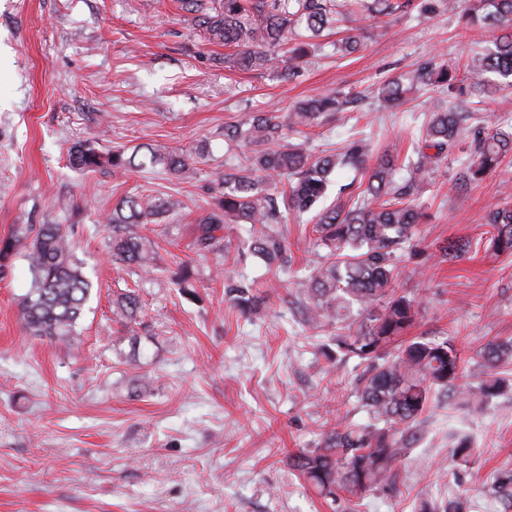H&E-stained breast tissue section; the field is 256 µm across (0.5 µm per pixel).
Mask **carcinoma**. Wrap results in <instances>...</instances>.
<instances>
[{"label":"carcinoma","mask_w":512,"mask_h":512,"mask_svg":"<svg viewBox=\"0 0 512 512\" xmlns=\"http://www.w3.org/2000/svg\"><path fill=\"white\" fill-rule=\"evenodd\" d=\"M179 9L191 15L194 26L212 44L233 49L224 65L242 71H259L285 50L288 59L307 54L310 40L344 21L346 35L336 50L353 54L362 45L360 22L377 16H404L454 11L457 0H178ZM464 17L472 26L501 31L492 47L474 55L466 65L470 82L490 87V77L512 88V0H472ZM448 66L421 65L412 76L387 81L378 97L381 107L403 105L406 94L422 86L442 90L452 85ZM346 98L325 92L299 101L284 117L251 112L242 121L224 125V140L243 151L238 171L224 174V194L203 211L195 225L194 247L203 254L220 248L230 224L249 226V249L267 264L288 269L292 256L280 225L285 214L312 213L316 218L315 244L325 250L324 261L302 283L308 301L305 321L315 327H336V346L367 362L358 397L370 423L355 428L336 422L327 426L320 443L287 456L288 465L319 496L352 512L350 503L366 494L395 484L396 464L411 450L424 430V413L435 392L460 405L474 400L485 404L508 386L499 375L512 362V341L492 340L478 353L484 378L473 389L462 382L463 360L450 341L413 336L421 307L415 295L398 290L395 268L410 246L417 225L427 219L413 203L419 177L432 171L456 146L461 136V113L453 105L430 113L425 131L417 138L414 158L403 162L408 179L398 183L397 160L384 153L375 159L367 182L339 188L347 200L325 203L330 174L338 168L366 169L370 144L352 138L336 152L313 155L290 134L321 124L324 115L341 111ZM512 154V124L498 126L474 137L462 182L477 183ZM196 154L145 146L125 155L104 151L96 143L77 141L68 150L69 165L81 172L110 169L125 172L147 164L182 176L192 171ZM187 208L171 195L125 197L107 218L108 255L118 268L149 271L155 263V242L144 232L146 224L165 213ZM490 226L483 239L486 250L512 254V206L494 204L485 215ZM28 264L31 281L20 305L25 331L69 343L91 297L93 285L76 257L66 224H14L0 236V274L18 253ZM234 305L258 308L268 291L251 284L233 287ZM139 296L119 294L112 300L113 320L126 326L139 313ZM475 452L472 441L459 438L454 459L467 463ZM464 496L448 499L438 508L422 500L417 512H469Z\"/></svg>","instance_id":"carcinoma-1"}]
</instances>
